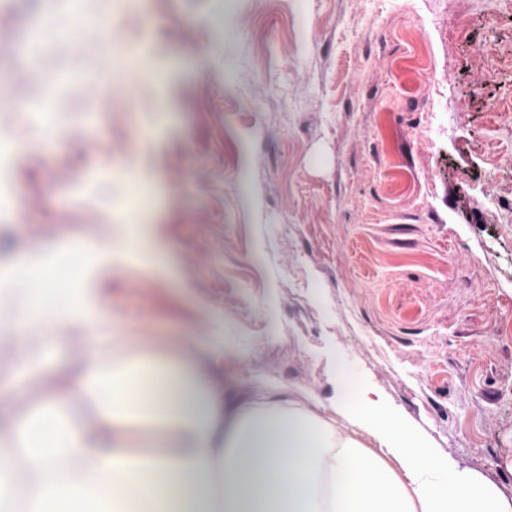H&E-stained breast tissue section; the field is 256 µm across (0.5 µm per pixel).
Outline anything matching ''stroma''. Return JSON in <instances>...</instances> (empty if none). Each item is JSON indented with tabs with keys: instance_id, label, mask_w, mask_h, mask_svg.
<instances>
[{
	"instance_id": "35a3bbf8",
	"label": "stroma",
	"mask_w": 512,
	"mask_h": 512,
	"mask_svg": "<svg viewBox=\"0 0 512 512\" xmlns=\"http://www.w3.org/2000/svg\"><path fill=\"white\" fill-rule=\"evenodd\" d=\"M468 19L464 31L448 16ZM130 97L102 106L104 59ZM496 44L491 58L475 44ZM440 82L424 95L423 67ZM0 270L68 246L130 336L323 405L336 367L512 502V11L497 0H0ZM151 185L145 204L127 173ZM66 179L69 193L57 182ZM155 224L165 275L110 235Z\"/></svg>"
}]
</instances>
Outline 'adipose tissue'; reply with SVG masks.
<instances>
[{
    "instance_id": "adipose-tissue-1",
    "label": "adipose tissue",
    "mask_w": 512,
    "mask_h": 512,
    "mask_svg": "<svg viewBox=\"0 0 512 512\" xmlns=\"http://www.w3.org/2000/svg\"><path fill=\"white\" fill-rule=\"evenodd\" d=\"M30 257L0 277V307L28 352L12 386L53 389L0 425V512L100 500L104 512H512L472 471L436 456L382 401L337 374L332 419L259 379L252 401L219 374L216 336H152L115 367L104 288L48 296ZM362 406L354 413L349 397ZM376 447H367V439Z\"/></svg>"
}]
</instances>
